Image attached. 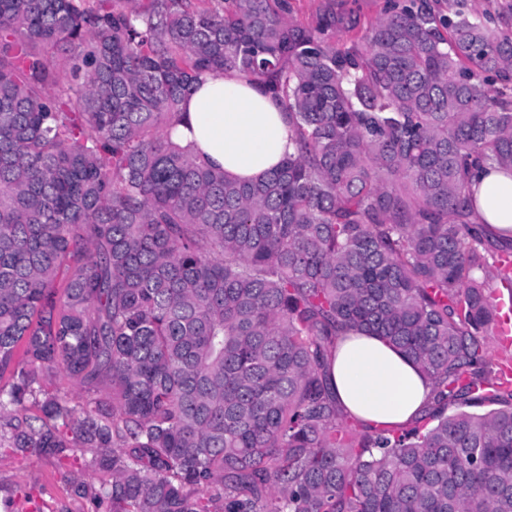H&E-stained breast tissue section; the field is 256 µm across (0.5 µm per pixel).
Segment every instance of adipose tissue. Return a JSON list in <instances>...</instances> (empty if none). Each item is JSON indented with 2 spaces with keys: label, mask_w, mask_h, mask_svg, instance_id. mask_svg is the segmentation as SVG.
I'll list each match as a JSON object with an SVG mask.
<instances>
[{
  "label": "adipose tissue",
  "mask_w": 512,
  "mask_h": 512,
  "mask_svg": "<svg viewBox=\"0 0 512 512\" xmlns=\"http://www.w3.org/2000/svg\"><path fill=\"white\" fill-rule=\"evenodd\" d=\"M291 136L280 101L235 72L201 77L171 127L173 143L239 182L266 177L294 153ZM471 191L474 214L492 239L512 240V173L486 167L472 177ZM327 373L343 410L372 426L413 423L431 392L416 363L361 332L339 337Z\"/></svg>",
  "instance_id": "1"
}]
</instances>
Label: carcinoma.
I'll return each instance as SVG.
<instances>
[{
    "label": "carcinoma",
    "mask_w": 512,
    "mask_h": 512,
    "mask_svg": "<svg viewBox=\"0 0 512 512\" xmlns=\"http://www.w3.org/2000/svg\"><path fill=\"white\" fill-rule=\"evenodd\" d=\"M361 25L335 0L312 24L292 0H0V430L89 459L99 483L67 481L92 512H512L503 255L469 188L512 171V30L387 0L336 48ZM227 72L297 146L254 183L168 137ZM350 331L430 377L423 424H345ZM49 375L85 399L40 398ZM495 341L503 348L512 347V292L496 295ZM512 353V349H511Z\"/></svg>",
    "instance_id": "carcinoma-1"
}]
</instances>
